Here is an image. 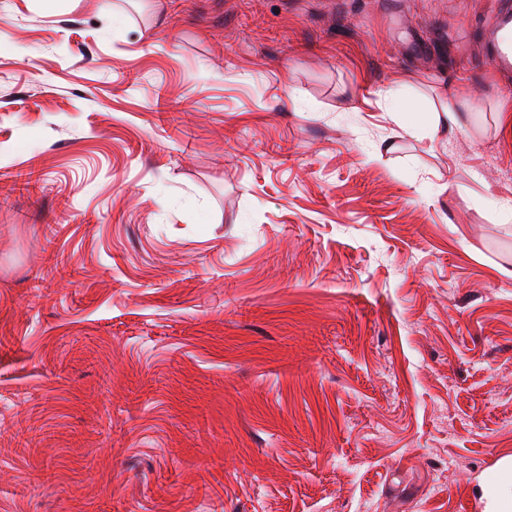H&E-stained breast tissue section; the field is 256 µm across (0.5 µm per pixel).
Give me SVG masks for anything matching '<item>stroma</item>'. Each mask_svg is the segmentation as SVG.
<instances>
[{
	"instance_id": "35a3bbf8",
	"label": "stroma",
	"mask_w": 512,
	"mask_h": 512,
	"mask_svg": "<svg viewBox=\"0 0 512 512\" xmlns=\"http://www.w3.org/2000/svg\"><path fill=\"white\" fill-rule=\"evenodd\" d=\"M496 4L0 0V512H484ZM468 112H460L457 109L456 101H449L446 97L441 100L438 107H434L431 111L432 124L436 129L443 128L448 130V134L456 130H460L466 123Z\"/></svg>"
}]
</instances>
